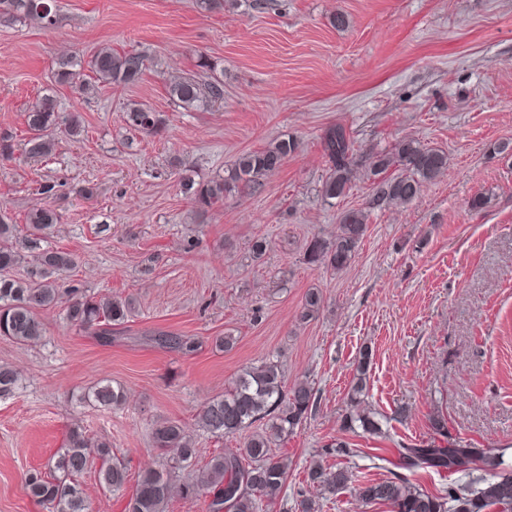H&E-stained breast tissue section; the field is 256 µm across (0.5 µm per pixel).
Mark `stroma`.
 Returning a JSON list of instances; mask_svg holds the SVG:
<instances>
[{
    "instance_id": "1",
    "label": "stroma",
    "mask_w": 512,
    "mask_h": 512,
    "mask_svg": "<svg viewBox=\"0 0 512 512\" xmlns=\"http://www.w3.org/2000/svg\"><path fill=\"white\" fill-rule=\"evenodd\" d=\"M339 12L342 28L331 22ZM102 46L146 52L142 79L85 94L56 82L59 60ZM202 56L224 98L188 112L168 85L196 74ZM48 91L81 131L56 129L53 153L31 159L25 116ZM133 102L160 112L165 130H129L123 107ZM334 125L353 141L357 177L328 203L322 136ZM4 134L12 155L0 158V218L22 231L30 210L51 205L59 222L49 245L77 256L65 285L132 306L108 342L70 323L61 305L40 311L38 342L0 337V364L20 377L0 398V512H46L27 475L46 469L75 426L110 441L134 478L165 462L154 423L178 421L197 440L180 473L193 478L245 439L201 431L199 409L268 360L286 384L308 379L318 403L276 448L288 478L261 512H298L296 501L316 494L308 472L317 461L387 477L370 457L393 458L400 442L500 449L499 471L512 475V155L498 150L512 142V0H227L210 12L196 0H56L49 28L0 18ZM288 137L297 152L223 207L202 212L181 193L183 170L218 178L242 153ZM405 138L444 150L448 170L408 205L370 208L364 172ZM479 195L486 205L471 208ZM352 208L369 220L350 265L308 263L311 238L332 237ZM312 289L322 304L305 320ZM159 331L194 337L198 349L158 347ZM225 335L233 347L216 349ZM366 350L363 400L383 421L380 437L341 430ZM102 378L124 387L122 405L76 401ZM401 406L407 417L394 420ZM438 412L444 436L430 423ZM342 434L362 456L336 455Z\"/></svg>"
}]
</instances>
